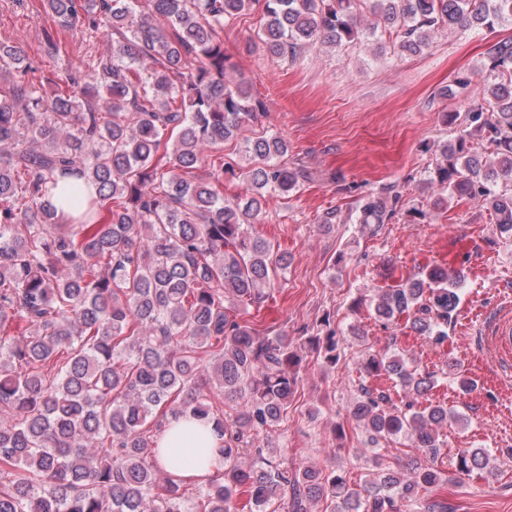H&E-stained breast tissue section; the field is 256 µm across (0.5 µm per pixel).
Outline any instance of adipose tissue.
Segmentation results:
<instances>
[{"label": "adipose tissue", "instance_id": "adipose-tissue-1", "mask_svg": "<svg viewBox=\"0 0 512 512\" xmlns=\"http://www.w3.org/2000/svg\"><path fill=\"white\" fill-rule=\"evenodd\" d=\"M221 445L212 425L186 416H172L157 439V460L165 470L206 481L224 470V458L219 452Z\"/></svg>", "mask_w": 512, "mask_h": 512}]
</instances>
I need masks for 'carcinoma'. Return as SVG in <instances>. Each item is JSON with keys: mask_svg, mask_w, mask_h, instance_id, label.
<instances>
[{"mask_svg": "<svg viewBox=\"0 0 512 512\" xmlns=\"http://www.w3.org/2000/svg\"><path fill=\"white\" fill-rule=\"evenodd\" d=\"M63 29L113 42L78 80L48 94L19 47L0 43V512H448L426 493L446 478L440 433L466 419L429 402L439 380L464 396L475 384L449 362L421 367L406 350L363 346L359 371L404 390L361 385L346 418L372 446L407 439L420 455L392 468L373 453L364 484L334 465L288 469L262 434L283 421L312 351L330 366L346 339L328 328L297 344L259 335L237 313L260 304L284 253L252 231L273 196L312 178L279 164L288 141L246 136L262 104L224 51V26L258 9L257 38L294 61L318 42L350 47L391 37L416 56L441 32L512 26V0H45ZM483 100L448 113L430 181L448 198L481 203L493 233L512 238V38L491 44ZM241 139L243 163L213 154ZM204 168L207 176L193 177ZM246 182L229 202L224 181ZM368 196L356 223L394 217ZM108 221L100 222L101 213ZM461 269L375 288L383 326L436 344L450 339ZM26 321L28 336L12 326ZM235 407L224 418L221 402ZM214 424L224 473L198 482L163 471L155 412ZM488 448H460L458 475L490 468Z\"/></svg>", "mask_w": 512, "mask_h": 512, "instance_id": "carcinoma-1", "label": "carcinoma"}]
</instances>
